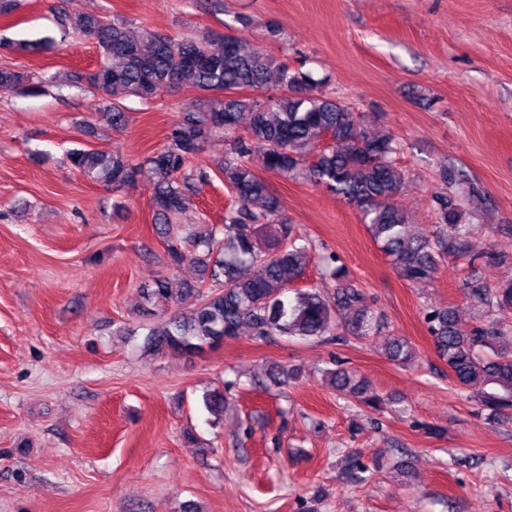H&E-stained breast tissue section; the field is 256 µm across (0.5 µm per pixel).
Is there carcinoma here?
<instances>
[{"mask_svg":"<svg viewBox=\"0 0 512 512\" xmlns=\"http://www.w3.org/2000/svg\"><path fill=\"white\" fill-rule=\"evenodd\" d=\"M63 16L97 45L98 68L63 77L54 74L34 83L29 75L1 66L0 87L46 93L54 87L86 85L146 103L172 87L201 92L171 125L167 144L142 162L106 150L73 149L68 153L73 167L116 189L133 186L142 171L150 172L156 223L164 225L185 213L190 188L200 191L210 182L208 171L192 167V161L212 140L230 142L218 169L234 203L224 211V224L194 228L168 243L171 268H179L193 253L203 276L181 288L178 309L150 331L148 343L154 352L183 356L215 349L244 325L261 339H362L381 332V321L360 286L345 278L340 267L332 271L333 297L325 298L315 289H297L293 298L285 297L305 274L313 247L298 242L280 200L252 169L249 157L257 147L263 150L266 170L308 179L358 209L400 279L419 283L432 278L446 256L468 259L461 288L489 319L462 324L449 308L436 306L426 313L428 329L457 391L484 409L512 418V325L490 319L496 311L512 309V284L489 287L481 281L475 259L467 258L472 225L462 223L464 204L480 190L466 174L444 166L448 191L432 197L438 224L432 234L414 237L398 202L404 184V172L395 160L399 141L389 131L369 132L360 114L314 93L309 74L274 61L238 35L177 39L144 31L135 36L105 14L75 8ZM48 46L46 39L12 43L13 50L25 53ZM95 117L109 126H122L129 119L116 102ZM269 225L277 230L263 241L260 231ZM346 311L354 315L343 320ZM389 354L402 363L413 359L408 343L400 339L390 344ZM328 379L336 391L372 409L383 405L343 369L328 372ZM203 402L212 416L224 413V391L205 393Z\"/></svg>","mask_w":512,"mask_h":512,"instance_id":"carcinoma-1","label":"carcinoma"}]
</instances>
